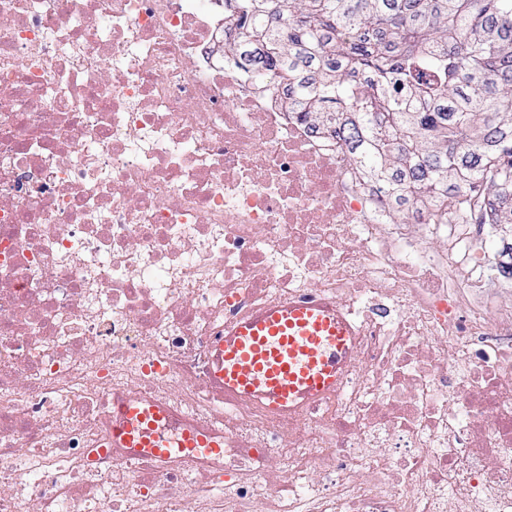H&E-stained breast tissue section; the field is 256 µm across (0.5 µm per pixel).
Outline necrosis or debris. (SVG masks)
<instances>
[{
	"label": "necrosis or debris",
	"instance_id": "obj_1",
	"mask_svg": "<svg viewBox=\"0 0 512 512\" xmlns=\"http://www.w3.org/2000/svg\"><path fill=\"white\" fill-rule=\"evenodd\" d=\"M224 0H0V512H512V274L494 225L397 218L226 59ZM356 327L340 387L224 407L226 325ZM128 401L224 452L112 445Z\"/></svg>",
	"mask_w": 512,
	"mask_h": 512
}]
</instances>
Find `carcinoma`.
<instances>
[{"instance_id": "obj_1", "label": "carcinoma", "mask_w": 512, "mask_h": 512, "mask_svg": "<svg viewBox=\"0 0 512 512\" xmlns=\"http://www.w3.org/2000/svg\"><path fill=\"white\" fill-rule=\"evenodd\" d=\"M224 56L341 139L400 211L458 201L512 242V0H224Z\"/></svg>"}]
</instances>
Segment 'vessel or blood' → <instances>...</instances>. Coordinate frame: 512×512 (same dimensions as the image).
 Masks as SVG:
<instances>
[{"mask_svg": "<svg viewBox=\"0 0 512 512\" xmlns=\"http://www.w3.org/2000/svg\"><path fill=\"white\" fill-rule=\"evenodd\" d=\"M355 342L354 328L325 301L269 305L225 329L215 345L212 379L225 401L292 411L336 390L353 360ZM164 422L157 407L125 403L113 419L112 444L140 449L157 461L224 450L223 440L196 429L170 441Z\"/></svg>", "mask_w": 512, "mask_h": 512, "instance_id": "b4317fda", "label": "vessel or blood"}]
</instances>
